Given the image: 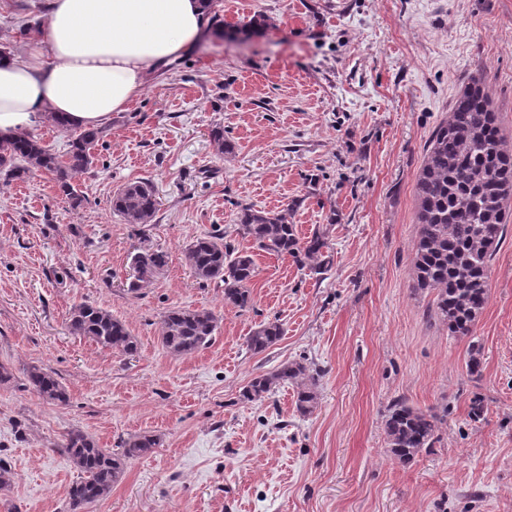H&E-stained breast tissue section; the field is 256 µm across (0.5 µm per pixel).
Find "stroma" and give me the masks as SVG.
Instances as JSON below:
<instances>
[{
  "mask_svg": "<svg viewBox=\"0 0 512 512\" xmlns=\"http://www.w3.org/2000/svg\"><path fill=\"white\" fill-rule=\"evenodd\" d=\"M224 28L182 54L113 117L80 207L52 176L0 179V460L12 470L0 512H67L78 473L60 445L72 430L105 448L160 437L127 463L109 496L83 512H512V225L492 265L490 299L472 337L429 321L413 279L416 183L428 141L454 98L481 80L512 142V0H212ZM263 16L237 40L225 28ZM47 19L46 0H0V43ZM224 128L233 154L208 138ZM151 180L153 224L111 208L121 184ZM293 206L302 236L327 227L324 275L263 252L246 310L197 280L183 249L222 232L240 251L241 207ZM169 262L139 294L131 257ZM122 320L129 356L74 335L79 301ZM220 318L210 347L175 357L160 339L174 308ZM279 320L261 353L245 338ZM483 354L481 376L466 367ZM300 361L318 374V404L300 415L292 384L240 401L255 376ZM54 370L67 404L41 400L24 368ZM445 412L439 440L414 463L392 460L393 399ZM482 401L473 416V401Z\"/></svg>",
  "mask_w": 512,
  "mask_h": 512,
  "instance_id": "35a3bbf8",
  "label": "stroma"
}]
</instances>
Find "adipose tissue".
<instances>
[{"label":"adipose tissue","mask_w":512,"mask_h":512,"mask_svg":"<svg viewBox=\"0 0 512 512\" xmlns=\"http://www.w3.org/2000/svg\"><path fill=\"white\" fill-rule=\"evenodd\" d=\"M207 0H48L47 25L0 57V136L54 116L101 127L208 33Z\"/></svg>","instance_id":"adipose-tissue-1"}]
</instances>
